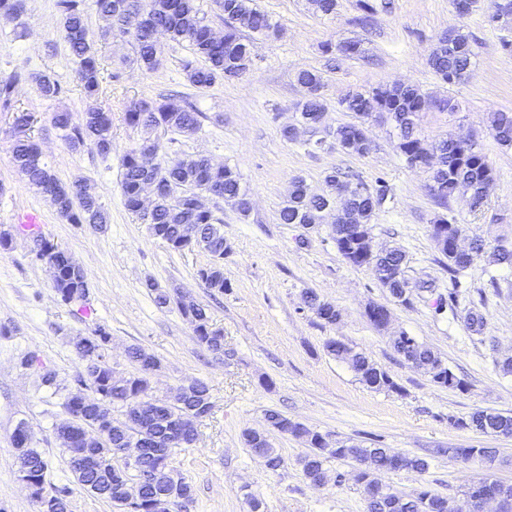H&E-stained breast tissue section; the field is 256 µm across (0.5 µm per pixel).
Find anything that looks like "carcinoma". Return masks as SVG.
Wrapping results in <instances>:
<instances>
[{
  "label": "carcinoma",
  "mask_w": 512,
  "mask_h": 512,
  "mask_svg": "<svg viewBox=\"0 0 512 512\" xmlns=\"http://www.w3.org/2000/svg\"><path fill=\"white\" fill-rule=\"evenodd\" d=\"M253 0H214L215 9L224 19L226 30L217 38L205 12L197 0H94L100 18L105 22L101 36L105 39L123 40L131 45L133 61L144 72L155 70L162 57V45L155 32L165 33L168 42L186 46L191 55L181 60L182 70L189 83L205 90L225 79L239 77L246 68L250 44L241 30L266 37L278 32L276 24L262 11L252 7ZM85 0H55L61 18V39L66 44L74 63L79 87L88 98L98 97L108 79H117V73H105L104 66L93 41L89 38L86 24ZM143 15L146 25L134 29L123 27L124 18ZM473 53L470 34L462 28L450 31V35L438 39L428 55V65L442 80L452 83L464 81L473 71ZM22 83L35 86L45 98H58L64 94L61 84L48 74L31 71H14L0 75V112H12L21 136L12 149V163L28 178L30 184L54 205L57 213L71 224H88L105 228L107 213L100 198L87 180L75 179L69 183L57 178L42 158L38 142L29 134L35 117L17 106L16 89ZM298 83L305 90L297 109L303 124L315 125L326 115L327 107L320 96L325 84L321 70H304L298 75ZM345 110L357 118L353 123L336 126L335 139L340 150L347 154L364 156L372 149L366 121L371 117L391 124L398 139V147L406 162L419 165L428 151L439 155L437 165L431 169L429 191L443 208L459 193L469 195L470 208L479 211L487 198V187L494 182L496 172L488 155L479 147L473 149L460 139L448 136L427 145L421 138L418 116L425 101L417 86L398 84L377 87L367 92H352L343 100ZM204 114L189 102L172 97L162 99H138L125 111L126 122L142 131L140 143L129 148L121 159L122 179L120 191L125 208L148 224L156 239L175 251L182 250L181 225L197 224L203 228L207 252L212 261L198 270L199 279L211 290L224 293L230 288L224 278V254L230 244L224 238L218 218L207 208L196 206L197 197L206 194L234 206L241 214L249 212L244 202L247 191L242 188L238 173L226 166L216 165L203 155L175 158L165 164L146 169L140 158V145L153 142L158 131H174L186 135L201 127ZM489 136L501 147L512 148V113L494 111L485 120ZM55 127L67 148L79 151L87 146L107 157L112 154V116L110 113L91 108L81 118L74 120L67 111L55 116ZM155 179L160 191L154 199L153 210L146 215L140 208V197L146 179ZM326 190L321 194L309 192L305 181L297 177L291 182L288 199L279 211L282 224H324L329 212L341 202L349 221L338 225L334 234L336 246L343 258L355 267L382 269L378 281L389 295L405 306L411 305L408 282L404 277L405 255L398 249L381 250L370 254L364 240L372 237V221L376 211L386 200L389 189L382 180L368 188L359 180H352L343 173L332 170L325 175ZM445 231L441 254L447 259L446 267L452 289L448 299L436 302L440 311L445 302L456 303L462 282L460 277L471 266L474 255L454 248V239L462 234L461 225L453 217L439 214L431 221L430 231ZM32 239L39 245L36 258L46 260L57 267L58 275L53 282L60 301L68 305L74 296L89 290L85 276L71 263V257L42 234L33 231ZM305 304L316 316L334 324L339 317L336 307L313 291L305 293ZM182 315L189 319L197 341L208 350L217 353L224 349V334L214 327L209 309L200 304L176 302ZM466 329L482 334L487 319L478 310H468L464 316ZM111 340L109 332L99 327L94 334L81 339L75 349L82 361V371L77 384L93 389L94 404L83 407L65 399L68 418L65 423L72 428L74 444L86 448V453L99 456L100 463L94 469H85L75 460L73 449L68 448V465L73 482L90 495L104 500L122 512H169V505L188 501L192 487L186 480L178 484L158 479L154 485L144 486L141 500L126 502L123 486L131 477L130 466L124 458L113 455L114 448H144L142 461L145 468L161 470L165 461L173 457L169 452L173 438L172 427L189 415L205 412L209 387L195 381L179 388L175 398H154L149 395L150 375L161 367V360L140 346H131L128 356L136 365V372L119 380L112 377V367L106 361V350ZM393 349L413 369L427 376L431 382L450 389H463L466 383L459 378L432 348L404 332L392 339ZM329 354L346 361L359 381L370 389L401 392V387L383 369L366 356L353 351L339 340L325 344ZM124 410L125 420H112V409ZM270 429L280 434H290L306 439L310 451L300 458L302 473L313 487L326 482L325 462L330 458L368 461L369 468L358 471L355 481L363 489L367 512H448V500L425 487L407 495L382 484L376 474L396 468L425 472L429 461L423 457L404 455L400 460L393 453L376 443L370 448L358 444L329 446L326 439L287 416L270 411L266 413ZM450 424L457 428L476 430L483 434L512 435V415L480 410L466 418H452ZM246 445L265 458L269 470L276 472L283 467L282 456L273 448L266 432L249 430L244 433ZM457 455L479 464L494 461L491 448H455ZM20 462L28 466L33 477L32 496L39 503L40 512H60V502L70 498L73 489L68 484L45 486L48 461L33 444L18 449Z\"/></svg>",
  "instance_id": "obj_1"
}]
</instances>
